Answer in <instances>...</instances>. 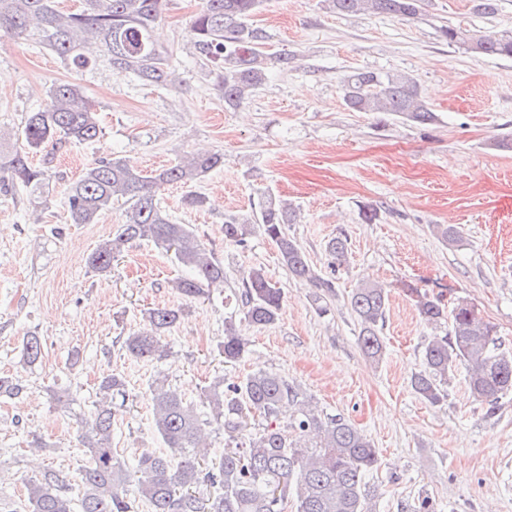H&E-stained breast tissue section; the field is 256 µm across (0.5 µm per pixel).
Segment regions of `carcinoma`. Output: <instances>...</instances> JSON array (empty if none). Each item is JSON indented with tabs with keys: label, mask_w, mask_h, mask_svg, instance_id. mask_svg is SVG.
<instances>
[{
	"label": "carcinoma",
	"mask_w": 512,
	"mask_h": 512,
	"mask_svg": "<svg viewBox=\"0 0 512 512\" xmlns=\"http://www.w3.org/2000/svg\"><path fill=\"white\" fill-rule=\"evenodd\" d=\"M262 0H203L190 25L197 60L211 66L215 86L224 103L236 107L267 79L266 32L246 24ZM339 14L375 13L408 19L423 15L425 0H326ZM166 0H82L79 10L60 9L58 0H0V34L12 40L34 34L67 65L84 69L104 60L114 69L165 88L174 80L168 52L150 39L161 19ZM450 45H461L476 55L512 56V37L477 34L454 26L443 29ZM344 104L353 112L392 113L424 125L434 119L417 81L405 73L354 71L340 81ZM99 134L93 104L74 82L51 86L44 106L27 113L20 145L5 157L9 174L0 186L7 192L22 186L40 193L47 171L33 163L48 142L90 141ZM224 164L220 153H193L176 164L145 173L124 158L89 164L68 189L66 207L74 224H94L112 209L113 201L127 204L125 222L114 237L89 255L88 267L107 272L114 254L127 243L144 241L173 252L188 274L171 287L196 299L224 284V262L206 247L198 230L176 224L159 205L157 192L167 185L191 187ZM297 223V212L285 201L262 196L243 217L224 218V240L243 244L260 231L275 244L279 261L297 282L318 290L315 300L335 295L336 277L323 276L307 259L286 226ZM331 270L344 265L348 239L339 233L326 243ZM245 322L261 327L279 320L283 294L262 266L250 268L234 292ZM348 303L360 325L363 355L378 362L384 355L380 335L389 304V291L378 284H362ZM419 317L438 334L423 351V370L411 379L413 390L432 405L448 397L446 385L462 367L473 396L495 413L500 397L512 392V354L495 351L493 327L473 305L458 299L452 305L439 297L416 294ZM179 319L173 308H154L146 324L124 340L136 360L163 358L164 333ZM224 363H236L249 352V342L233 320L224 321V341L218 347ZM30 365L42 356L35 335L22 342ZM26 388L0 377V396L20 398ZM154 427L167 452L142 449L132 463L112 448V420L125 406L126 381L117 374L103 377L99 397L89 417L79 422L88 456L69 480L46 470L24 483V512H375L363 474L378 464V451L368 436L340 415L321 414L313 398L278 372L258 368L239 382H214L205 394L210 419L201 418L192 402L167 380L150 387ZM257 415L262 427L245 432L244 418ZM216 423L227 436L224 454L214 457L205 427Z\"/></svg>",
	"instance_id": "carcinoma-1"
}]
</instances>
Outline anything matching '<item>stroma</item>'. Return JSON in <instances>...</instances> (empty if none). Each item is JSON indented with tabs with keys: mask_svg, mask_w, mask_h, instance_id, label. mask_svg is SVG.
Instances as JSON below:
<instances>
[{
	"mask_svg": "<svg viewBox=\"0 0 512 512\" xmlns=\"http://www.w3.org/2000/svg\"><path fill=\"white\" fill-rule=\"evenodd\" d=\"M476 0H425L421 19L338 15L323 0H264L252 24L268 50L295 57L268 64L262 90L237 109L224 106L207 67L190 56L189 27L200 0H167L153 37L168 50L172 87L158 89L105 63L70 70L38 39L0 43V153L17 145L27 112L43 105L56 81L79 84L95 106L100 132L90 142L47 144L51 162L43 196L22 187L0 192V375L19 379L22 398H0V512H19L27 479L46 468L71 474L82 464L77 427L99 397L101 379L123 376L129 398L112 422V446L132 459L163 449L150 405L158 377L199 402L216 378L235 381L257 368L281 373L311 394L319 409L342 415L377 448L366 478L376 512L428 493L437 512H512V394L495 414L471 396L457 371L439 406L421 399L411 377L423 367L431 334L415 292L460 297L494 328L496 347L512 351V58L476 56L448 44L441 30L512 31V0L486 18ZM357 70L410 74L434 120L415 125L392 115L353 112L338 81ZM220 152L223 167L198 184L207 205H184L185 187L161 189V207L198 230L224 263L223 286L186 300L171 283L185 275L173 254L147 242L123 247L103 274L88 255L112 236L126 206L113 203L94 224L68 220L65 191L100 158H126L145 170L181 156ZM297 207L288 233L336 294L319 313L313 288L295 282L262 234L238 246L224 239V217L250 212L261 195ZM373 220H365V212ZM458 239L444 241L442 227ZM349 242L345 266L331 272L326 242ZM263 266L282 288L279 321L239 323L249 355L231 365L217 346L224 321L238 316L231 294L244 272ZM390 292L380 363L366 359L348 304L359 282ZM181 309L165 334L167 357L137 361L122 348L149 310ZM40 336L42 357L22 360L24 336ZM70 395L60 406V392ZM45 448L32 457L30 446Z\"/></svg>",
	"mask_w": 512,
	"mask_h": 512,
	"instance_id": "obj_1",
	"label": "stroma"
}]
</instances>
